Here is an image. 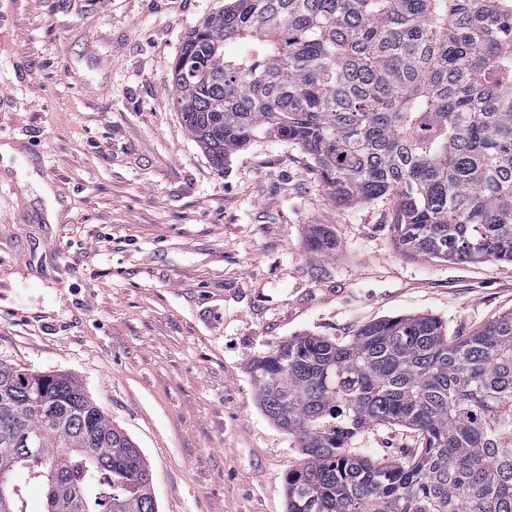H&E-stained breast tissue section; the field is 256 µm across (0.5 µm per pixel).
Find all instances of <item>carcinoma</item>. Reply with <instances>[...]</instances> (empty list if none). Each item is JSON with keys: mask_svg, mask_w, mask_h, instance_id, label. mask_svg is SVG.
Wrapping results in <instances>:
<instances>
[{"mask_svg": "<svg viewBox=\"0 0 512 512\" xmlns=\"http://www.w3.org/2000/svg\"><path fill=\"white\" fill-rule=\"evenodd\" d=\"M173 100L219 169L287 140L337 202L394 197L398 248L512 262V0H224L184 41ZM307 241L336 249L324 224ZM249 371L305 456L286 512H512V311L466 336L433 316L293 336ZM383 422L422 447L389 464L351 447ZM19 480L45 512H157L145 459L79 381L1 361L0 512Z\"/></svg>", "mask_w": 512, "mask_h": 512, "instance_id": "carcinoma-1", "label": "carcinoma"}]
</instances>
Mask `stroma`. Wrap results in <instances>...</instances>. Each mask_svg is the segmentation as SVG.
Segmentation results:
<instances>
[{
    "mask_svg": "<svg viewBox=\"0 0 512 512\" xmlns=\"http://www.w3.org/2000/svg\"><path fill=\"white\" fill-rule=\"evenodd\" d=\"M223 7L0 0V360L82 383L158 512H286L303 456L248 370L283 340L407 315L458 336L512 310V263L403 254L393 198L337 205L291 143L211 164L170 92L188 32ZM312 224L335 251L310 252ZM352 445L388 463L420 437L386 423Z\"/></svg>",
    "mask_w": 512,
    "mask_h": 512,
    "instance_id": "35a3bbf8",
    "label": "stroma"
}]
</instances>
